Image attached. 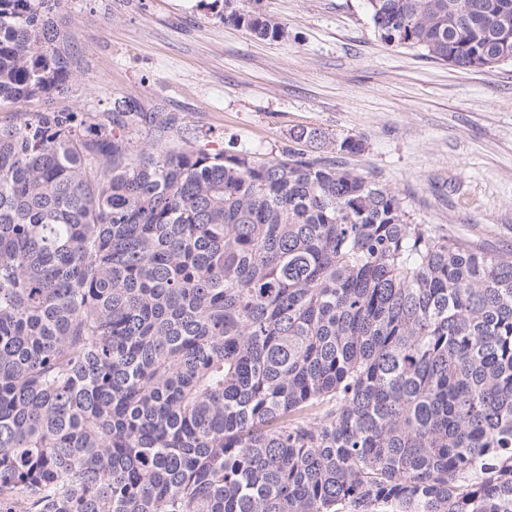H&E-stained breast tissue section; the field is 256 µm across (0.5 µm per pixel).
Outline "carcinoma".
Wrapping results in <instances>:
<instances>
[{"label":"carcinoma","instance_id":"cac0c4a2","mask_svg":"<svg viewBox=\"0 0 512 512\" xmlns=\"http://www.w3.org/2000/svg\"><path fill=\"white\" fill-rule=\"evenodd\" d=\"M59 5L0 0V512H512V250L409 223L352 136L258 161L136 150L132 100L17 110L77 68ZM366 9L512 62V0Z\"/></svg>","mask_w":512,"mask_h":512}]
</instances>
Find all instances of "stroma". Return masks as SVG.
<instances>
[{
    "mask_svg": "<svg viewBox=\"0 0 512 512\" xmlns=\"http://www.w3.org/2000/svg\"><path fill=\"white\" fill-rule=\"evenodd\" d=\"M78 58L65 95L111 120L130 98L158 123L134 148L190 142L278 155L293 131L365 144L347 162L397 194L410 222L512 246V63L461 70L380 40L365 0H233L271 17L263 40L223 19L224 0H62Z\"/></svg>",
    "mask_w": 512,
    "mask_h": 512,
    "instance_id": "obj_1",
    "label": "stroma"
}]
</instances>
